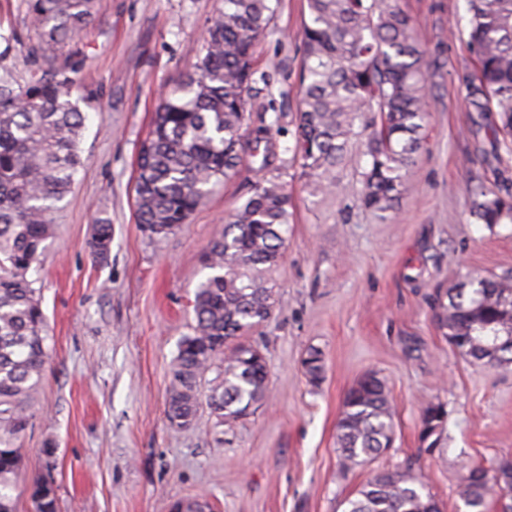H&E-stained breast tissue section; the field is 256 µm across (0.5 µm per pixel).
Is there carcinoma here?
Listing matches in <instances>:
<instances>
[{"mask_svg": "<svg viewBox=\"0 0 512 512\" xmlns=\"http://www.w3.org/2000/svg\"><path fill=\"white\" fill-rule=\"evenodd\" d=\"M273 0H224L209 23L200 55L173 91L160 97L137 159L135 206L143 231L163 237L187 223L211 186L236 171L242 153L261 157L267 175L224 221V233L204 258L207 273L193 300L191 333L178 345L167 387V418L191 427L201 383L217 372L207 405L218 423L253 413L266 399L262 351L226 344L266 322L274 307L269 274L288 237L290 196L273 166L275 145L265 125L251 127L248 100L257 46L275 11ZM468 46L477 68L469 105L491 112L498 144L512 145V0H467ZM37 27L24 72L0 51V512H14L22 479L17 441L28 429L48 358L46 321L29 273L54 234L51 215L81 163L85 115L72 99L78 73L62 50L92 25L97 0H27ZM299 70L294 159L313 196L335 193L340 173L356 178L361 206L391 219L422 147L427 124L423 51L397 0H307ZM471 214L483 224L512 223V196L479 189ZM112 225L90 240L96 263L107 261ZM434 321L457 352L489 368L512 366V270L467 275L436 295ZM311 382L320 355L304 361ZM442 405L421 416L424 452L437 450ZM337 458L350 471L374 461L394 441L393 413L383 379L361 377L348 391L337 422ZM475 466L461 477L467 512H487L492 488L512 495V466ZM35 512H58L53 484L30 486ZM342 512H442L422 475L409 466L377 471L341 502Z\"/></svg>", "mask_w": 512, "mask_h": 512, "instance_id": "carcinoma-1", "label": "carcinoma"}]
</instances>
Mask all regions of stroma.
<instances>
[{
	"instance_id": "1",
	"label": "stroma",
	"mask_w": 512,
	"mask_h": 512,
	"mask_svg": "<svg viewBox=\"0 0 512 512\" xmlns=\"http://www.w3.org/2000/svg\"><path fill=\"white\" fill-rule=\"evenodd\" d=\"M427 62L424 141L395 217L359 204L350 176L336 195H309L291 161L306 0H279L258 47L251 120H265L288 184L292 224L273 273L274 309L248 337L266 356L267 401L192 428L165 416L170 366L193 322L204 255L263 173L243 156L186 224L164 237L135 216L137 155L161 91L186 74L224 0H98L69 46L74 97L86 112L82 166L52 214L30 277L47 316L49 357L35 416L21 440L30 479L56 489L59 512H171L206 495L214 512H341L377 470L411 465L443 512H465L457 484L471 466L512 459V366L460 356L441 335L430 297L468 273L512 269V223L470 215L472 191L512 190V150L494 145L492 115L466 99L474 60L467 0H399ZM36 24L26 0L0 5V50L23 68ZM112 226L106 263L93 262L95 224ZM318 350L311 384L303 360ZM382 378L393 445L371 466L341 471L336 425L348 390ZM443 405L441 452H421L423 410Z\"/></svg>"
}]
</instances>
